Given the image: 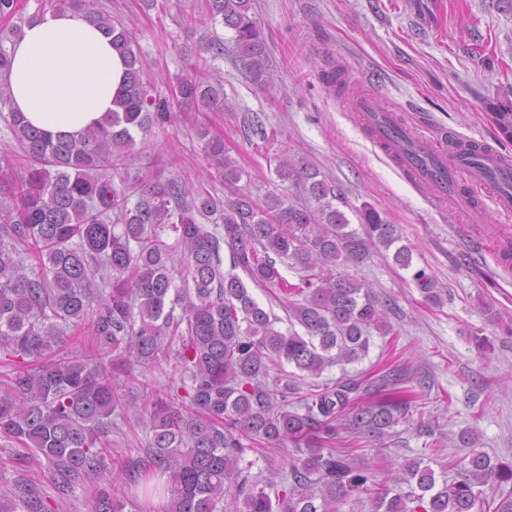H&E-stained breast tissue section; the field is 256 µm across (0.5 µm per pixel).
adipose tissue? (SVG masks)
<instances>
[{
  "label": "adipose tissue",
  "mask_w": 512,
  "mask_h": 512,
  "mask_svg": "<svg viewBox=\"0 0 512 512\" xmlns=\"http://www.w3.org/2000/svg\"><path fill=\"white\" fill-rule=\"evenodd\" d=\"M14 111L51 134H76L113 110L126 72L112 36L80 11L46 12L10 43Z\"/></svg>",
  "instance_id": "1"
}]
</instances>
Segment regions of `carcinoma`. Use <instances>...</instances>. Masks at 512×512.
I'll use <instances>...</instances> for the list:
<instances>
[{"instance_id": "cac0c4a2", "label": "carcinoma", "mask_w": 512, "mask_h": 512, "mask_svg": "<svg viewBox=\"0 0 512 512\" xmlns=\"http://www.w3.org/2000/svg\"><path fill=\"white\" fill-rule=\"evenodd\" d=\"M69 5L112 34L127 62V82L111 118L77 135L54 139L9 113L21 163L0 158V354L10 367L0 382V438L46 461L58 499L86 490L88 512H224L229 499L235 512H343L344 505L348 512H512V467L492 462L471 432L459 437L467 476L440 484L417 458L382 483L376 469L341 446L344 421L385 449L409 412L403 400L359 403L360 384L351 380L301 392L305 379L365 358L370 330L388 334L386 305L346 272L366 258L365 239L348 229L319 173L288 157L278 158V179L308 184L314 204H288L271 194L258 205L238 188L242 171L221 135L203 134V152L227 196L179 179L117 187L114 170L135 134L171 121L172 111L156 94L132 30L99 0ZM207 6L211 23L233 31L250 80L272 83L252 0ZM24 23L0 35L1 73L10 66L4 43ZM175 95L197 112L233 109L222 82L197 67L177 79ZM494 112L512 138V99ZM360 220L367 237L394 249L398 266H411L412 251L398 245L395 225L371 206ZM212 224L223 225V237ZM168 231L180 261L162 238ZM279 262L300 273L298 283L282 276ZM236 269L258 286L302 297L288 303V321L302 331L278 330ZM414 278L427 301L440 302L425 271ZM175 339L180 348L173 352ZM171 357L180 377L168 397L136 416L148 434L149 464L124 461L138 493H114L97 478L112 467L108 433L130 411L116 373L134 381L135 368ZM286 364L295 369L290 384L271 377ZM248 442L289 452L282 489L267 492L269 485L241 466ZM0 512L55 508L39 484L20 474L10 494L0 493Z\"/></svg>"}]
</instances>
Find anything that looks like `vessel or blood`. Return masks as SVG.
I'll list each match as a JSON object with an SVG mask.
<instances>
[{
    "label": "vessel or blood",
    "mask_w": 512,
    "mask_h": 512,
    "mask_svg": "<svg viewBox=\"0 0 512 512\" xmlns=\"http://www.w3.org/2000/svg\"><path fill=\"white\" fill-rule=\"evenodd\" d=\"M355 110L370 139L386 147L399 168L435 199L464 201L460 182L465 179L488 193L499 214L512 216V162L502 153L488 148L449 153L445 144L406 125L397 113L383 109L369 96L361 97Z\"/></svg>",
    "instance_id": "1"
}]
</instances>
